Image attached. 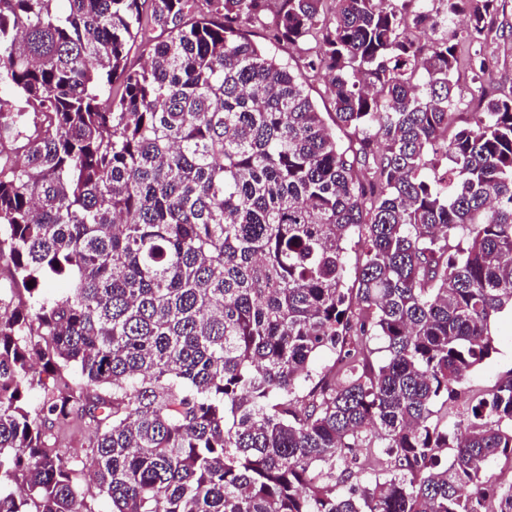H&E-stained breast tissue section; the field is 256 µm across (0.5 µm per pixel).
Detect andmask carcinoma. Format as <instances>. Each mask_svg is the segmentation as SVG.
I'll list each match as a JSON object with an SVG mask.
<instances>
[{
	"label": "carcinoma",
	"mask_w": 512,
	"mask_h": 512,
	"mask_svg": "<svg viewBox=\"0 0 512 512\" xmlns=\"http://www.w3.org/2000/svg\"><path fill=\"white\" fill-rule=\"evenodd\" d=\"M406 2L280 0L269 29L314 42L350 159L248 37L270 0H0V512H95L73 415L112 512H512V373L465 391L512 309V92L478 49L506 0ZM432 4L465 23L426 47ZM53 434L66 456L76 460L85 459L84 448L88 444L89 431L83 420L74 417L66 425L56 426Z\"/></svg>",
	"instance_id": "obj_1"
}]
</instances>
